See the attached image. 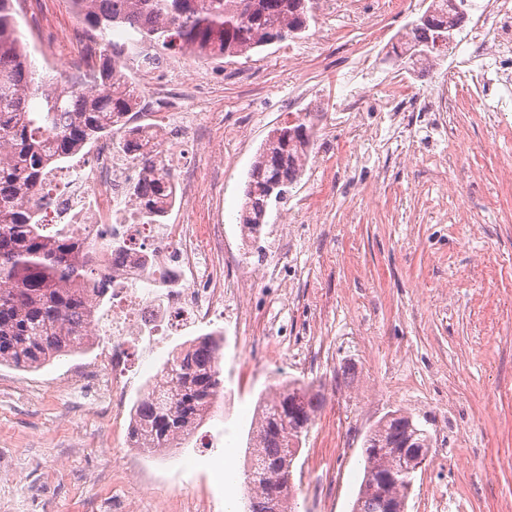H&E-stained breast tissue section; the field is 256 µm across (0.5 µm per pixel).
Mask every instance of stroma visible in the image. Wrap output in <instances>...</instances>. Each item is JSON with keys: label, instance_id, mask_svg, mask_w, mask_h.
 I'll return each instance as SVG.
<instances>
[{"label": "stroma", "instance_id": "obj_1", "mask_svg": "<svg viewBox=\"0 0 512 512\" xmlns=\"http://www.w3.org/2000/svg\"><path fill=\"white\" fill-rule=\"evenodd\" d=\"M429 3L321 0L293 59L274 45L225 59L189 150L199 223L224 214L225 282L253 270L209 327L223 394L188 444L153 453L71 392L101 343L34 371L0 365V454L16 460L0 472L14 496L0 512H194L199 497L205 512H246L243 480L224 469L243 473L256 401L289 379L324 396L293 469L296 512H352L364 437L396 408L433 438L406 512H436L453 489L458 512H512V109H492L496 82L395 58ZM350 80L366 88L356 111L342 104ZM397 95L408 111L376 109ZM312 99L310 162L262 227L279 249L256 252L238 224L248 171ZM325 467L327 498L311 481Z\"/></svg>", "mask_w": 512, "mask_h": 512}]
</instances>
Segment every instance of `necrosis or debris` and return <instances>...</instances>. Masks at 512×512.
I'll return each instance as SVG.
<instances>
[{
    "label": "necrosis or debris",
    "mask_w": 512,
    "mask_h": 512,
    "mask_svg": "<svg viewBox=\"0 0 512 512\" xmlns=\"http://www.w3.org/2000/svg\"><path fill=\"white\" fill-rule=\"evenodd\" d=\"M16 9L29 28L33 43L47 52L50 70L64 77V87L81 88L86 72L83 61L95 58L100 45L96 34L82 25L57 33L35 10L32 0H16ZM75 43L81 63L55 53L58 41ZM470 55L453 51L457 66L466 68L483 60L474 80L501 75L503 97H512V82L505 76L512 71L504 49L489 50L485 40L471 39ZM149 44H142L131 66L142 77L139 111L127 114L124 125L126 147H118L103 136L73 151L66 167L49 171L50 206L45 221L71 225L77 238L94 246L100 232L111 229L120 239L119 248L97 255L98 286L106 290L109 303L106 315L99 317L95 329L112 349L107 366L94 367L84 376L104 400L103 411L120 425L127 394L126 377L132 368L143 366L148 357L144 343H161L190 326L210 323L224 303V282L202 266L204 253L224 252V228L214 224L199 229L190 215L172 218L164 213L152 224L142 223V200L132 189L157 180L167 171L173 177V191L189 199L195 191L193 167L182 158L186 144L195 142L196 114L189 106L201 103L211 69L200 57L184 53L185 73L173 80L170 66L152 68L144 59L152 55ZM156 158L155 171L143 169L145 153Z\"/></svg>",
    "instance_id": "necrosis-or-debris-1"
}]
</instances>
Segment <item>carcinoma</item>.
Instances as JSON below:
<instances>
[{
	"label": "carcinoma",
	"mask_w": 512,
	"mask_h": 512,
	"mask_svg": "<svg viewBox=\"0 0 512 512\" xmlns=\"http://www.w3.org/2000/svg\"><path fill=\"white\" fill-rule=\"evenodd\" d=\"M316 0H99L83 14L101 43L99 64L88 73L90 89L60 96L42 90L45 77L21 50L24 35L14 0H0V365L32 370L81 351L97 305L87 285L96 279V257L86 251L75 263L77 238L70 229L46 232L35 195L42 175L65 161L78 145L112 131L136 108L139 91L120 60L137 41L167 56L191 50L215 57L247 56L263 47L300 37L309 27ZM428 24L412 25L393 53L413 65L447 56L463 17L453 0H431ZM114 26L139 36L119 45ZM426 54L416 53V48ZM315 134L314 116L299 112L275 127L249 173L240 221L249 232L263 223V208L283 197L300 178ZM220 345L211 334L172 351L163 365L170 383L164 395H143L129 436L134 448L162 452L190 440L212 414L224 390L217 363ZM323 401L298 380L259 405L245 459L247 512H292L293 465ZM412 414L386 413L369 430L364 473L353 512H387L406 497L411 476L400 473L399 455L428 451ZM391 475L375 489L368 477Z\"/></svg>",
	"instance_id": "cac0c4a2"
}]
</instances>
